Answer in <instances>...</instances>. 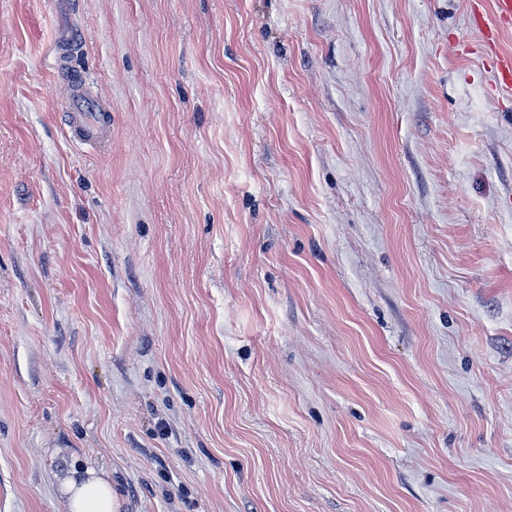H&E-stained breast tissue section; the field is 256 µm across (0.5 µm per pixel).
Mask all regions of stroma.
<instances>
[{"label": "stroma", "mask_w": 512, "mask_h": 512, "mask_svg": "<svg viewBox=\"0 0 512 512\" xmlns=\"http://www.w3.org/2000/svg\"><path fill=\"white\" fill-rule=\"evenodd\" d=\"M470 5L0 0V512L88 468L117 512H512V101ZM65 120L70 137L80 144L99 145L110 136L112 127L110 112L97 106L78 88L67 101Z\"/></svg>", "instance_id": "obj_1"}]
</instances>
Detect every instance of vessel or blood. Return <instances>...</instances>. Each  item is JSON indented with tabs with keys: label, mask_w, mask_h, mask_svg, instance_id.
<instances>
[{
	"label": "vessel or blood",
	"mask_w": 512,
	"mask_h": 512,
	"mask_svg": "<svg viewBox=\"0 0 512 512\" xmlns=\"http://www.w3.org/2000/svg\"><path fill=\"white\" fill-rule=\"evenodd\" d=\"M473 20L486 37V62L495 74V88L503 97L512 99V53L500 46L501 35L512 32V0H492L490 10L474 11ZM65 120L71 138L80 144L98 145L110 136V113L82 93L69 98Z\"/></svg>",
	"instance_id": "obj_1"
}]
</instances>
